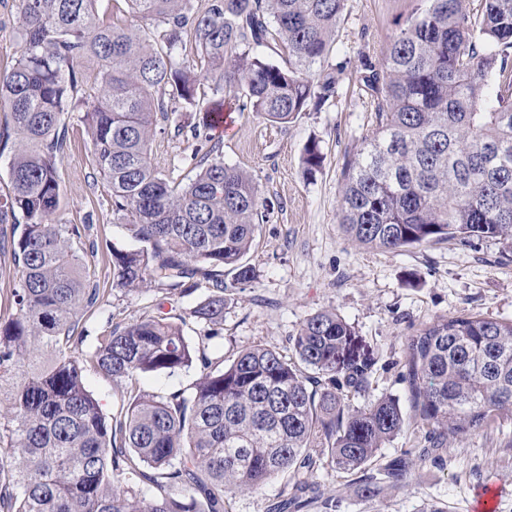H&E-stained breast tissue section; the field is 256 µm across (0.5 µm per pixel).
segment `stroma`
I'll return each mask as SVG.
<instances>
[{
	"label": "stroma",
	"mask_w": 512,
	"mask_h": 512,
	"mask_svg": "<svg viewBox=\"0 0 512 512\" xmlns=\"http://www.w3.org/2000/svg\"><path fill=\"white\" fill-rule=\"evenodd\" d=\"M416 0H347L336 45L326 67L338 78V94L322 111L300 113L293 122L278 124L252 112L243 89L223 96L232 129L214 136L226 164L253 176L267 206L248 261L252 282L224 283V327L208 338L206 327L192 315L210 293L207 284L185 298L167 294L160 285L128 292L112 286V250L127 249L132 239L112 213V199L94 166V148L82 116L94 103L96 67L83 62L78 107L67 120L68 140L59 166L61 224L86 225L95 253L86 261L104 288L115 323L139 318L155 304L185 319L184 333L204 351L207 360L232 359L242 347L263 343L288 351L289 339L306 318L335 309L376 358L369 388L349 392L353 406H364L383 394L407 400L403 377L405 340L440 317L481 313L512 319V245L499 240L472 239L431 242L401 252L370 249L345 236L340 225V190L346 160L370 134L374 114L362 90L361 59L380 62L383 52ZM202 114L178 102L169 116H158L150 144L152 163L173 183L184 184L197 172L192 156L197 142L192 126ZM317 142L324 161L307 171L302 163L306 144ZM204 372L194 363L184 372L142 377L114 386L99 374L87 384L105 414L115 413L122 388L168 395L193 385ZM407 448L423 450L405 483L384 486L375 496L360 491L355 472H318L322 497L333 498L335 512H425L430 505L444 512H469L476 488L493 482L499 487L497 512H512V418L503 417L468 437L434 447L424 432L412 430L381 448L370 466L383 471Z\"/></svg>",
	"instance_id": "stroma-1"
}]
</instances>
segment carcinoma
Returning <instances> with one entry per match:
<instances>
[{
	"instance_id": "1",
	"label": "carcinoma",
	"mask_w": 512,
	"mask_h": 512,
	"mask_svg": "<svg viewBox=\"0 0 512 512\" xmlns=\"http://www.w3.org/2000/svg\"><path fill=\"white\" fill-rule=\"evenodd\" d=\"M98 0H20L17 57L0 71V105L19 146L9 162L0 250L17 270L15 313L0 323V512H231L229 497L287 476V502L302 498L327 459L365 468L408 426L400 399L356 408L343 388L366 389L373 352L333 309L308 317L291 353L251 344L221 367L197 354L183 323L158 304L124 326L106 315L104 290L83 262L84 228L58 224V169L66 119L77 107L78 66L97 65V103L84 113L94 162L112 212L138 246L112 250V287L156 282L180 298L196 280L212 293L192 316L224 324V272L246 284V256L263 214L251 174L210 148L198 172L173 185L152 164L149 144L159 89L206 113L224 100L196 98L210 79L245 89L251 111L280 124L335 94L321 70L336 44L347 0H126L163 26L162 46L97 19ZM386 46L364 61L362 83L375 128L347 163L341 190L346 235L397 251L433 241H512V0H424ZM194 40L197 64L177 58ZM288 64L257 50L270 43ZM324 157L304 148L311 171ZM105 316L91 335L83 317ZM204 362L188 390L129 396L107 417L86 386L94 371L119 386L138 375H175ZM404 379L417 426L434 443H460L512 414V320L471 313L438 318L405 341ZM409 459L385 469L399 485Z\"/></svg>"
}]
</instances>
